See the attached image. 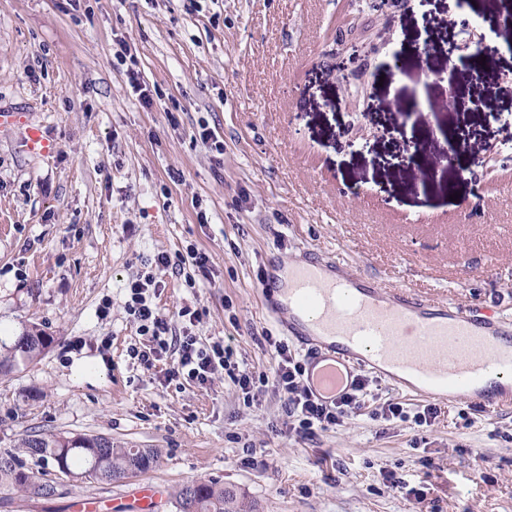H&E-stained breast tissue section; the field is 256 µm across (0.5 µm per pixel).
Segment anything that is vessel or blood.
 <instances>
[{"label":"vessel or blood","mask_w":512,"mask_h":512,"mask_svg":"<svg viewBox=\"0 0 512 512\" xmlns=\"http://www.w3.org/2000/svg\"><path fill=\"white\" fill-rule=\"evenodd\" d=\"M260 293L268 314L306 351V382L333 400L363 371L388 365L412 373L411 393L499 406L512 383V328L493 311L478 316L435 305L410 290L386 295L375 280L337 273L335 261L274 259Z\"/></svg>","instance_id":"vessel-or-blood-1"}]
</instances>
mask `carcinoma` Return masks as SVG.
<instances>
[{
	"label": "carcinoma",
	"instance_id": "1",
	"mask_svg": "<svg viewBox=\"0 0 512 512\" xmlns=\"http://www.w3.org/2000/svg\"><path fill=\"white\" fill-rule=\"evenodd\" d=\"M483 16L503 20V28H512V3L509 0H484ZM55 338L41 329L24 331L7 344L0 340V376L41 359ZM50 462L56 472L73 480H98L107 484L150 470L160 459L156 449L125 448L112 438L95 435L69 436L30 431L18 444L0 450V489L21 497L48 500L56 495V482L40 472L41 483L31 485L24 457ZM178 512H256V504L232 487L216 479H196L183 484L174 493Z\"/></svg>",
	"mask_w": 512,
	"mask_h": 512
}]
</instances>
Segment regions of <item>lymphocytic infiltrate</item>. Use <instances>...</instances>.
Listing matches in <instances>:
<instances>
[{
	"label": "lymphocytic infiltrate",
	"mask_w": 512,
	"mask_h": 512,
	"mask_svg": "<svg viewBox=\"0 0 512 512\" xmlns=\"http://www.w3.org/2000/svg\"><path fill=\"white\" fill-rule=\"evenodd\" d=\"M170 265V257L159 254L152 272L127 284L124 309L145 338L144 347H131V358L149 369L156 361L170 356L174 362L166 374L167 381L182 380L204 387L224 373L243 394H250L254 376L240 369L232 348L220 341L202 342L193 333L191 326L199 320L197 311L188 307L180 310L184 326L178 331L153 303V292L162 286L158 275L168 270ZM269 345L272 349V384L285 407L289 432L304 438L313 434L315 429L326 430L343 425L360 409L367 386L365 377L355 378L350 391L342 393L336 400L325 402L314 397L309 390L303 365L292 355L287 343L273 339Z\"/></svg>",
	"instance_id": "lymphocytic-infiltrate-1"
}]
</instances>
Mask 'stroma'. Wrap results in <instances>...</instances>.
Here are the masks:
<instances>
[{
    "label": "stroma",
    "instance_id": "1",
    "mask_svg": "<svg viewBox=\"0 0 512 512\" xmlns=\"http://www.w3.org/2000/svg\"><path fill=\"white\" fill-rule=\"evenodd\" d=\"M350 0H0V108L38 124L47 153L0 132V336H54L37 363L0 379V449L25 432L104 434L161 449L157 467L120 483L58 481L49 501L10 512H80L85 501L139 512L142 485L194 479L244 491L259 512H512V404L425 398L369 373L360 414L299 438L272 386L244 399L228 376L166 383L171 359L144 368L124 309L129 280L158 254L205 252L211 278L167 270L155 304L181 328L197 309L202 341L224 340L241 367L268 372L266 336L284 339L259 285L267 261L335 259L346 275L407 288L512 323V49L452 18L479 0H394L362 12L357 59L332 54ZM498 48L489 64L479 38ZM129 45L143 108L116 60ZM407 62L391 67L392 53ZM429 66H422V57ZM453 59L492 112H452ZM412 111L403 119L402 108ZM207 126L224 143L197 137ZM466 133L467 150L449 139ZM417 135V166L398 164ZM498 156L499 168L474 165ZM108 313H101L102 301ZM401 403L406 419L372 413ZM432 467H425V460ZM393 472L402 488L388 487ZM425 491L423 500L406 495Z\"/></svg>",
    "mask_w": 512,
    "mask_h": 512
}]
</instances>
